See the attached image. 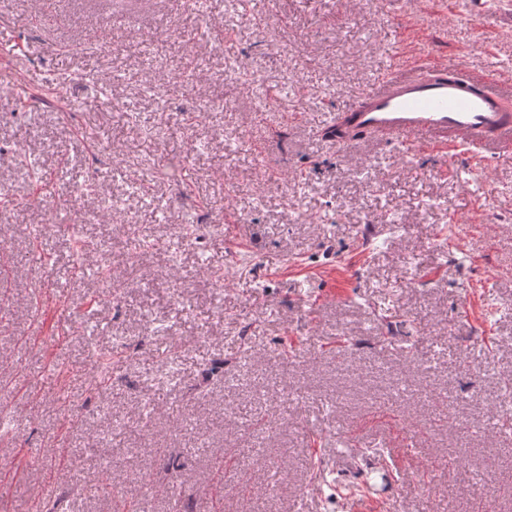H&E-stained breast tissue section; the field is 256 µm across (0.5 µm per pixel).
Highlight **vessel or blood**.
<instances>
[{
  "instance_id": "b4317fda",
  "label": "vessel or blood",
  "mask_w": 512,
  "mask_h": 512,
  "mask_svg": "<svg viewBox=\"0 0 512 512\" xmlns=\"http://www.w3.org/2000/svg\"><path fill=\"white\" fill-rule=\"evenodd\" d=\"M329 129L342 143L388 136L414 152L464 147L481 158L512 144V78L402 58L354 106L336 113Z\"/></svg>"
}]
</instances>
